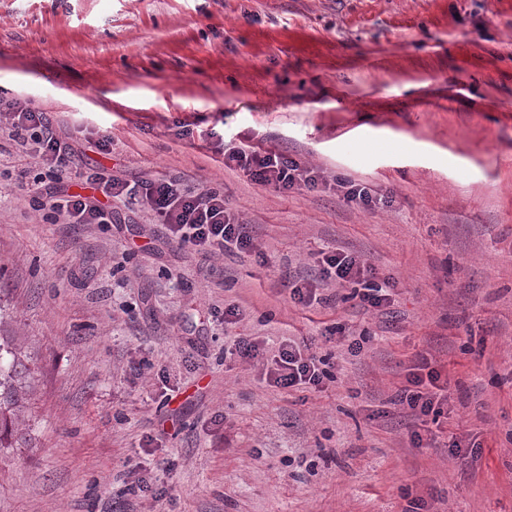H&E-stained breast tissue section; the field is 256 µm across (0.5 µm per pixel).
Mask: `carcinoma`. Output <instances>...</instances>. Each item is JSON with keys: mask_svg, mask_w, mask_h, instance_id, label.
I'll use <instances>...</instances> for the list:
<instances>
[{"mask_svg": "<svg viewBox=\"0 0 512 512\" xmlns=\"http://www.w3.org/2000/svg\"><path fill=\"white\" fill-rule=\"evenodd\" d=\"M31 367L7 336H0V449L22 438Z\"/></svg>", "mask_w": 512, "mask_h": 512, "instance_id": "1", "label": "carcinoma"}]
</instances>
